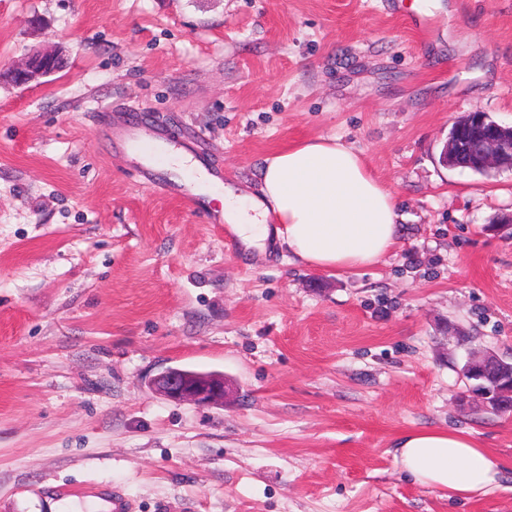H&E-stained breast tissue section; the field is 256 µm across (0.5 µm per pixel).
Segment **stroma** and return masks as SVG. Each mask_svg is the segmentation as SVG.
<instances>
[{
	"label": "stroma",
	"mask_w": 512,
	"mask_h": 512,
	"mask_svg": "<svg viewBox=\"0 0 512 512\" xmlns=\"http://www.w3.org/2000/svg\"><path fill=\"white\" fill-rule=\"evenodd\" d=\"M0 0V512L73 490L131 512H512V414L470 391V350L512 357V171L440 162L458 117L512 126V0ZM192 139L257 194L300 140L361 151L402 233L329 274L246 248L139 172L106 125ZM471 336L460 345L458 334ZM169 367L223 374L220 405L175 403ZM470 432L504 467L459 495L401 473L406 430ZM61 59L52 52H34L24 66L0 71V76H6L17 87H27L41 78L56 74L60 69Z\"/></svg>",
	"instance_id": "stroma-1"
}]
</instances>
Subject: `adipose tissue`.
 Instances as JSON below:
<instances>
[{"label":"adipose tissue","mask_w":512,"mask_h":512,"mask_svg":"<svg viewBox=\"0 0 512 512\" xmlns=\"http://www.w3.org/2000/svg\"><path fill=\"white\" fill-rule=\"evenodd\" d=\"M204 191L246 244L263 247L276 232L291 256L321 272L374 265L401 232L395 196L360 152L333 138L307 139L268 156L258 196L210 182ZM395 448L402 471L421 486L473 494L500 484L501 465L466 431L412 429L397 436Z\"/></svg>","instance_id":"ef3b65f1"}]
</instances>
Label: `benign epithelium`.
<instances>
[{
  "label": "benign epithelium",
  "mask_w": 512,
  "mask_h": 512,
  "mask_svg": "<svg viewBox=\"0 0 512 512\" xmlns=\"http://www.w3.org/2000/svg\"><path fill=\"white\" fill-rule=\"evenodd\" d=\"M61 59L52 52H34L27 63L11 68L0 76H5L18 87H27L41 78L59 71ZM476 168H509L512 170V127L495 125L486 129L476 139L474 157ZM153 390L164 398L190 403L197 406L224 403V376L217 374L190 373L168 368L159 373L151 382Z\"/></svg>",
  "instance_id": "1"
}]
</instances>
